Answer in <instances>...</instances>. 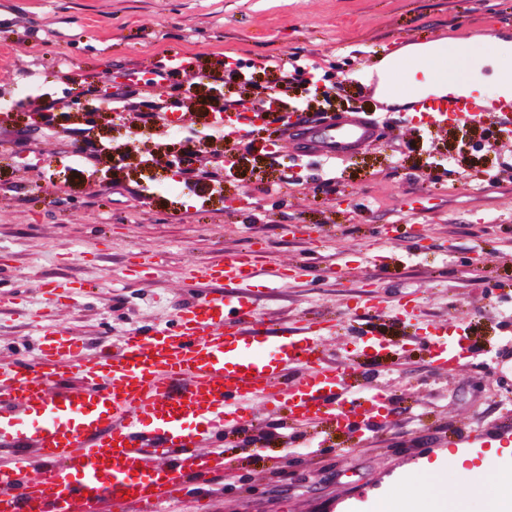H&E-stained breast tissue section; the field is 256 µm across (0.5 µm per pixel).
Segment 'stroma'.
I'll return each instance as SVG.
<instances>
[{"label":"stroma","instance_id":"obj_1","mask_svg":"<svg viewBox=\"0 0 512 512\" xmlns=\"http://www.w3.org/2000/svg\"><path fill=\"white\" fill-rule=\"evenodd\" d=\"M495 37L512 41V0H0V94L43 75L33 105L0 112V362L60 336L83 356L119 348L193 299L234 293L192 271L260 238L267 265L307 271L277 288L257 282V317L276 337L320 330L327 362L352 359L354 396L386 392L392 415L358 433L330 421L288 431L284 410L250 401V424L213 439L225 465L199 482L207 512H373L442 490L486 512L464 471L483 466L489 483L512 471V140L420 123L382 104L366 72L404 45L443 41L491 95ZM172 51L193 73L144 90L181 97L178 137L133 107L86 108L104 80L121 89L125 73H149ZM272 58L305 74L279 90L285 111L360 112L378 139L332 165L290 141L268 149L265 132L231 152L203 139L223 100L267 97ZM212 69L223 85H210ZM74 128L107 152L78 155ZM192 148L221 188L173 175ZM145 258L148 274L131 278ZM70 281L83 296L52 294ZM440 322L467 347L446 369L428 351ZM365 330L387 349H363Z\"/></svg>","mask_w":512,"mask_h":512}]
</instances>
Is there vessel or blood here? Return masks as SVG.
I'll use <instances>...</instances> for the list:
<instances>
[{
  "label": "vessel or blood",
  "mask_w": 512,
  "mask_h": 512,
  "mask_svg": "<svg viewBox=\"0 0 512 512\" xmlns=\"http://www.w3.org/2000/svg\"><path fill=\"white\" fill-rule=\"evenodd\" d=\"M428 123L512 125V90L493 97L478 89L415 98ZM377 135L369 119L295 121L299 152L332 160ZM264 250L253 242L224 264L195 268L198 280L238 281L229 297L186 304L175 326L128 334L121 347L75 359L74 339L43 345L31 361L0 363V445L31 448L36 477L0 469V512H160L189 494L200 476L222 471L224 451H202L225 426H247L244 406L264 395L289 363L305 368L282 392L290 427L333 420L355 431L366 413L386 409L388 395L346 402L347 365L321 358L317 339L303 334L270 341L251 306L250 289ZM74 374L76 384L57 381Z\"/></svg>",
  "instance_id": "1"
}]
</instances>
